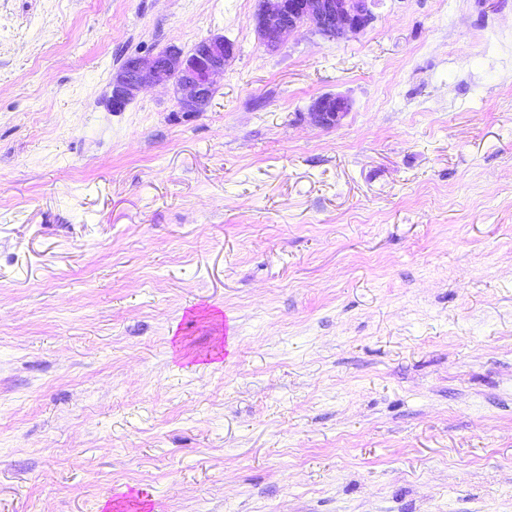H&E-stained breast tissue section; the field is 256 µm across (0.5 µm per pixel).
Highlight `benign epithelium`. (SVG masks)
Segmentation results:
<instances>
[{"label": "benign epithelium", "mask_w": 512, "mask_h": 512, "mask_svg": "<svg viewBox=\"0 0 512 512\" xmlns=\"http://www.w3.org/2000/svg\"><path fill=\"white\" fill-rule=\"evenodd\" d=\"M376 0H259L254 16L255 27L269 50L277 49L294 30L308 26L333 38L360 32L374 19L370 5ZM235 53L234 44L222 35L210 36L185 51L171 45L163 52L142 57L131 55L112 74L110 108L120 112L140 92L150 85L173 84L181 93L180 111L204 112L224 76L226 61ZM348 98L325 94L309 107L312 122L331 128L348 114Z\"/></svg>", "instance_id": "1"}]
</instances>
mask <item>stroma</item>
<instances>
[{"instance_id":"35a3bbf8","label":"stroma","mask_w":512,"mask_h":512,"mask_svg":"<svg viewBox=\"0 0 512 512\" xmlns=\"http://www.w3.org/2000/svg\"><path fill=\"white\" fill-rule=\"evenodd\" d=\"M257 9L0 0V512H512V0ZM255 27L268 50L302 26L333 38L360 32L374 19L376 0H259ZM234 53V44L216 35L198 41L189 51L171 45L152 57L128 56L112 74L110 108L121 112L142 88L172 83L181 93L180 111L204 112ZM351 104L348 98L325 94L316 98L309 107L308 115L312 122L323 128H331L348 114Z\"/></svg>"}]
</instances>
